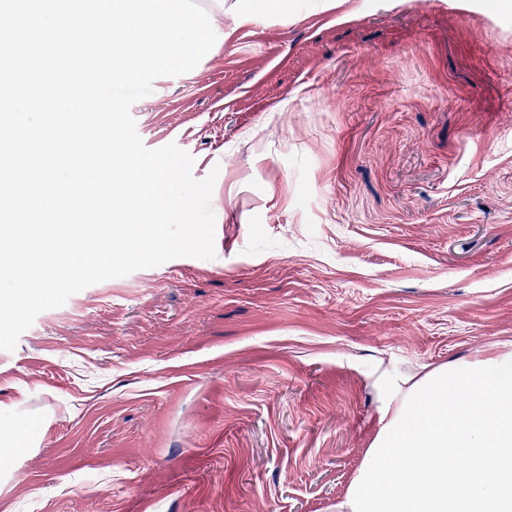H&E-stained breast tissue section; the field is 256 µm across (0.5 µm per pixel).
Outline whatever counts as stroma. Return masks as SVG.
<instances>
[{"instance_id": "1", "label": "stroma", "mask_w": 512, "mask_h": 512, "mask_svg": "<svg viewBox=\"0 0 512 512\" xmlns=\"http://www.w3.org/2000/svg\"><path fill=\"white\" fill-rule=\"evenodd\" d=\"M131 113L215 256L0 350V512H336L401 380L512 352V0H224Z\"/></svg>"}]
</instances>
